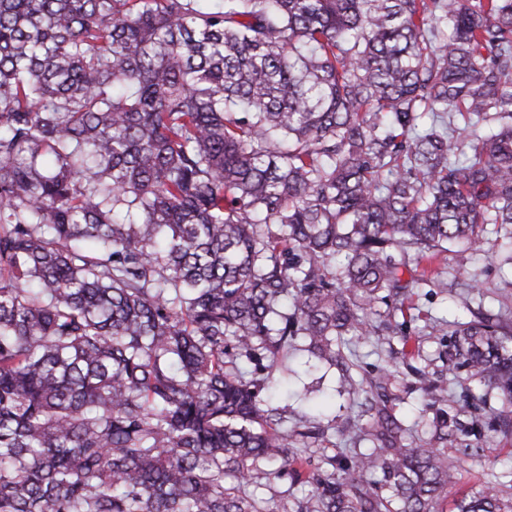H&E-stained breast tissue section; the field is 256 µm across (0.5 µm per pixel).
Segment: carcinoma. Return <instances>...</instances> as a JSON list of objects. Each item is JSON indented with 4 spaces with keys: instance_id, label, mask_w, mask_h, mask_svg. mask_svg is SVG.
Masks as SVG:
<instances>
[{
    "instance_id": "cac0c4a2",
    "label": "carcinoma",
    "mask_w": 512,
    "mask_h": 512,
    "mask_svg": "<svg viewBox=\"0 0 512 512\" xmlns=\"http://www.w3.org/2000/svg\"><path fill=\"white\" fill-rule=\"evenodd\" d=\"M512 224V0H0V512H444L382 372L303 467L265 391ZM512 434V321L455 322ZM261 375H247L241 360ZM432 439L455 399L419 372ZM295 436L322 440L316 418ZM449 512H512V482Z\"/></svg>"
}]
</instances>
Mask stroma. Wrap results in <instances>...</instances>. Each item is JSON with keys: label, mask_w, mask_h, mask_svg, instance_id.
Wrapping results in <instances>:
<instances>
[{"label": "stroma", "mask_w": 512, "mask_h": 512, "mask_svg": "<svg viewBox=\"0 0 512 512\" xmlns=\"http://www.w3.org/2000/svg\"><path fill=\"white\" fill-rule=\"evenodd\" d=\"M482 238L481 251L454 247L445 260L435 263L428 285L415 290L404 312H393L400 325L397 335L351 336L343 347L357 382L366 384L381 371H390V404L409 427L414 444L430 441L433 418L422 409L416 370L426 371L430 380L452 393L461 428L449 435L446 448L461 472L462 491L503 480L512 470V437L504 438L493 429L500 401L493 398L474 409L468 396L470 373L448 354L450 323L478 314L512 315V226L485 225ZM472 272L477 273L480 288L469 287ZM288 367L282 385L269 398L271 406L282 411L291 429L313 405H323L331 452L351 456L362 446L351 429L367 419L363 394L347 391L338 369L317 364L306 352L290 351Z\"/></svg>", "instance_id": "stroma-1"}]
</instances>
